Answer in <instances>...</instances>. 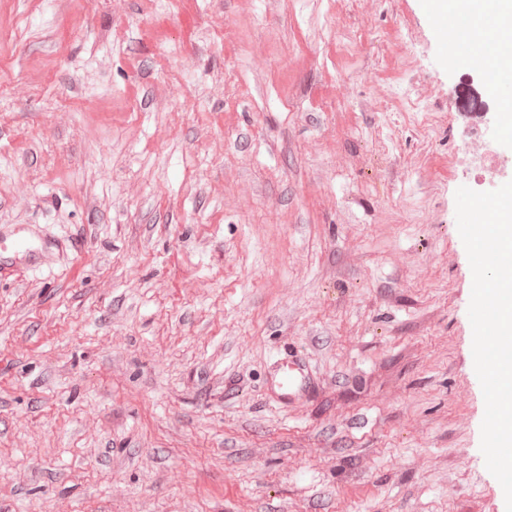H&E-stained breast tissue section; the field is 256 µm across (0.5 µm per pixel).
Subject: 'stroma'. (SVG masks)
<instances>
[{
	"label": "stroma",
	"mask_w": 512,
	"mask_h": 512,
	"mask_svg": "<svg viewBox=\"0 0 512 512\" xmlns=\"http://www.w3.org/2000/svg\"><path fill=\"white\" fill-rule=\"evenodd\" d=\"M432 0H0V512H506L455 193L502 126ZM318 387L280 409L273 355ZM13 236L14 245L12 248L3 249L0 247V275L18 264L27 266L33 265L37 261L39 247L35 246L25 235L15 233Z\"/></svg>",
	"instance_id": "1"
}]
</instances>
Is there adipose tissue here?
<instances>
[{"label": "adipose tissue", "mask_w": 512, "mask_h": 512, "mask_svg": "<svg viewBox=\"0 0 512 512\" xmlns=\"http://www.w3.org/2000/svg\"><path fill=\"white\" fill-rule=\"evenodd\" d=\"M463 9L467 26L461 35L473 54L487 55L490 44L512 42V0H433L437 14Z\"/></svg>", "instance_id": "1"}]
</instances>
